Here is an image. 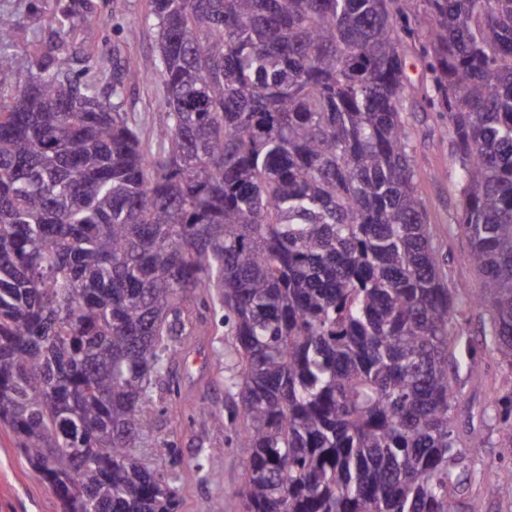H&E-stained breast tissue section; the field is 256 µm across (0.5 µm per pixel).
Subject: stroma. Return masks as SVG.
<instances>
[{
	"instance_id": "stroma-1",
	"label": "stroma",
	"mask_w": 512,
	"mask_h": 512,
	"mask_svg": "<svg viewBox=\"0 0 512 512\" xmlns=\"http://www.w3.org/2000/svg\"><path fill=\"white\" fill-rule=\"evenodd\" d=\"M99 24H76L66 36L73 44H86L91 61L75 58L73 72L94 80L101 96L112 94V49L121 47L139 72V80L126 89L124 109L152 128L155 108L163 95L160 80L151 79L158 62L157 36L145 24L147 0H94ZM59 0H0V13L14 24L12 48L0 54V66L13 70L20 79L34 73L33 43L48 30L58 10ZM406 75L412 91L406 102L405 116L413 133V155L419 174L422 198L433 225L434 242L446 258L443 276L449 288L478 282L468 261L470 243L456 228L461 193L459 163L452 141L446 135V120L430 107L431 74L421 57L420 39H404ZM487 315L483 310L462 306L453 317V331L463 340L479 345L477 362L457 357L448 368L456 396L451 422L457 429L475 426L485 436L484 447L472 449L465 463L475 476L471 492L480 500L482 512H512V497L505 492L512 484V460L503 458L500 445L512 436V429L488 420L484 413L495 400L512 388V373L501 368L491 350L481 347V330ZM224 353V373L232 375L235 344L232 337L217 335L185 346L178 360L177 382L181 386L182 408L198 403L228 408L231 400L225 383L213 373L214 350ZM154 437H174L184 458H194L199 449L220 448L223 481H202L193 473H183L179 484L183 497L182 512H195L198 504L212 505L214 512H240L237 491L243 481L247 449L237 447L235 428L218 430L202 423L188 422L167 412L157 415ZM0 512H60L52 489L30 468L16 445L12 432L0 427Z\"/></svg>"
}]
</instances>
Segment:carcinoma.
Wrapping results in <instances>:
<instances>
[{
    "mask_svg": "<svg viewBox=\"0 0 512 512\" xmlns=\"http://www.w3.org/2000/svg\"><path fill=\"white\" fill-rule=\"evenodd\" d=\"M75 18L100 21L70 0L55 34ZM146 21L149 149L120 60L108 98L51 40L38 76L0 67V423L62 512H181L178 477L136 449L175 342L222 326L243 512H455L485 444L451 426L459 301L489 312L483 344L512 371V0H148ZM415 32L477 292L448 289L419 191ZM495 419L512 428V390ZM223 454L187 468L219 484ZM163 95V86L157 78L151 81L136 80L127 85L124 110L140 120L145 127V137L152 133L155 108Z\"/></svg>",
    "mask_w": 512,
    "mask_h": 512,
    "instance_id": "cac0c4a2",
    "label": "carcinoma"
}]
</instances>
